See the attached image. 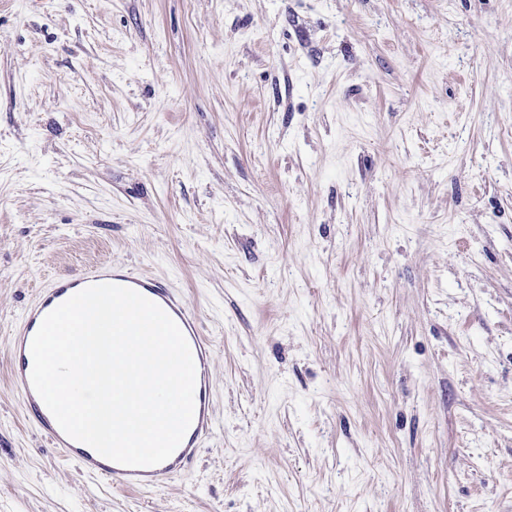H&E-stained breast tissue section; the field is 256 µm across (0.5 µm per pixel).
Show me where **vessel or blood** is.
Masks as SVG:
<instances>
[{
	"label": "vessel or blood",
	"mask_w": 512,
	"mask_h": 512,
	"mask_svg": "<svg viewBox=\"0 0 512 512\" xmlns=\"http://www.w3.org/2000/svg\"><path fill=\"white\" fill-rule=\"evenodd\" d=\"M100 283H112L136 290L159 305L181 328L191 348L196 366L194 416L182 442L169 459L146 467H128L104 458L89 445L73 440L57 424L31 385L33 360L31 341L43 318L58 305L80 290ZM212 350L203 336L193 312L171 288L142 273L103 262L77 274H65L47 288L41 289L35 302L16 324L10 341L9 375L20 393L35 427L58 448L64 460L75 464L92 478H107L120 490H147L161 487L179 476L194 461L199 448L214 432L212 382L210 364Z\"/></svg>",
	"instance_id": "b4317fda"
}]
</instances>
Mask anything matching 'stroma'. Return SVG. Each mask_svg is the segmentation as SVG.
<instances>
[{
  "instance_id": "1",
  "label": "stroma",
  "mask_w": 512,
  "mask_h": 512,
  "mask_svg": "<svg viewBox=\"0 0 512 512\" xmlns=\"http://www.w3.org/2000/svg\"><path fill=\"white\" fill-rule=\"evenodd\" d=\"M99 260L213 345L157 491L10 383ZM0 512H512V0H0ZM100 283H112L136 290L159 305L181 328L191 348L196 366L194 416L182 442L169 459L146 467H128L104 458L89 445L73 440L57 424L31 385L33 360L30 355L32 338L43 318L58 305L80 290ZM212 350L203 336L197 318L171 288L142 273H133L112 263L99 265L77 274H65L41 289L35 302L26 310L12 332L9 349V375L22 396L35 427L65 461L72 462L91 478H107L120 490H147L161 487L179 476L194 461L199 448L213 435L212 382L210 364Z\"/></svg>"
}]
</instances>
